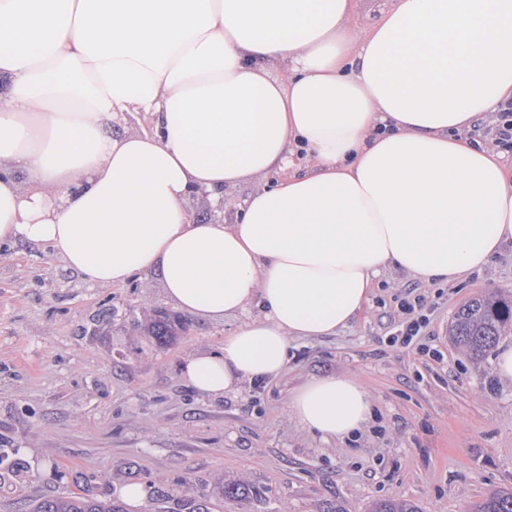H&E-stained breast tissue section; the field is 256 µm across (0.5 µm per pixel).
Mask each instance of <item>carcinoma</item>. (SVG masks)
Returning a JSON list of instances; mask_svg holds the SVG:
<instances>
[{
  "label": "carcinoma",
  "instance_id": "cac0c4a2",
  "mask_svg": "<svg viewBox=\"0 0 512 512\" xmlns=\"http://www.w3.org/2000/svg\"><path fill=\"white\" fill-rule=\"evenodd\" d=\"M512 327V297L489 294L474 298L454 315L449 327L452 342L475 360L484 359L497 341ZM180 322L165 312L156 315L147 335L162 344L177 335ZM29 512H125L123 506L107 497L55 496L31 501ZM371 512H419L406 500L384 499L373 504ZM472 512H512V491H496L472 507Z\"/></svg>",
  "mask_w": 512,
  "mask_h": 512
}]
</instances>
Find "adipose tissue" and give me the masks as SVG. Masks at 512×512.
Wrapping results in <instances>:
<instances>
[{"label":"adipose tissue","mask_w":512,"mask_h":512,"mask_svg":"<svg viewBox=\"0 0 512 512\" xmlns=\"http://www.w3.org/2000/svg\"><path fill=\"white\" fill-rule=\"evenodd\" d=\"M355 7L0 0V241L99 285L156 272L183 312L243 315L186 363L213 396L278 377L290 341L347 326L386 269L452 285L487 266L512 241V168L469 133L512 99V0H387L363 29ZM133 112L151 130L113 134ZM272 174L235 223L193 219L192 193ZM289 406L325 440L372 415L352 375Z\"/></svg>","instance_id":"1"}]
</instances>
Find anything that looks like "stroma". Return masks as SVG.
Listing matches in <instances>:
<instances>
[{"label":"stroma","mask_w":512,"mask_h":512,"mask_svg":"<svg viewBox=\"0 0 512 512\" xmlns=\"http://www.w3.org/2000/svg\"><path fill=\"white\" fill-rule=\"evenodd\" d=\"M265 184L225 189L219 214L203 195L189 209L229 224ZM492 290L512 292V242L454 287L388 271L347 327L293 341L281 376L214 397L183 371L192 354L221 351L238 317L181 312L151 272L100 286L51 249L0 243V512L130 483L147 495L128 512H185L194 499L210 512H370L380 499L470 512L512 489V382L499 380L494 356L478 363L452 345L448 326ZM417 295L429 318L419 346L391 345L400 301ZM105 302L117 315L99 326ZM156 311L182 324L169 344L140 327ZM324 373L355 375L373 398L375 420L354 440L323 441L290 410L292 392ZM237 483L249 495L225 497Z\"/></svg>","instance_id":"obj_1"}]
</instances>
